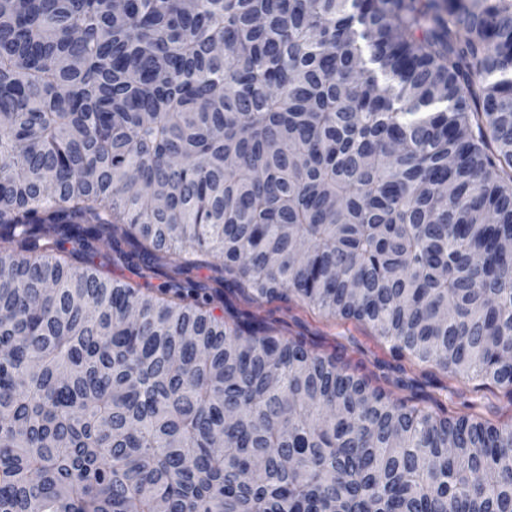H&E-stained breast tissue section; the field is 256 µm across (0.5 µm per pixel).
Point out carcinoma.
<instances>
[{
    "mask_svg": "<svg viewBox=\"0 0 512 512\" xmlns=\"http://www.w3.org/2000/svg\"><path fill=\"white\" fill-rule=\"evenodd\" d=\"M510 240L512 0H0V512H512V424L197 280L512 395ZM229 314L264 323L281 336H302L319 352L341 353L351 372L391 391L395 398L412 400L413 404L438 414L447 410L450 415H466L495 425L512 422V400L504 389L478 386L481 383L478 380L448 373L434 365L396 360L374 330L361 322L324 315L294 297L253 301L239 291L224 290V316ZM389 365L402 366L404 372L397 373ZM385 375L390 380L403 377L411 386L396 388L387 382Z\"/></svg>",
    "mask_w": 512,
    "mask_h": 512,
    "instance_id": "obj_1",
    "label": "carcinoma"
}]
</instances>
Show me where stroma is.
Returning a JSON list of instances; mask_svg holds the SVG:
<instances>
[{
    "label": "stroma",
    "instance_id": "1",
    "mask_svg": "<svg viewBox=\"0 0 512 512\" xmlns=\"http://www.w3.org/2000/svg\"><path fill=\"white\" fill-rule=\"evenodd\" d=\"M224 312L264 323L288 338L304 337L317 351L339 352L351 372L368 378L376 386H386L390 366L398 363L370 326L324 315L295 298L254 301L228 290L224 293ZM398 364L410 386L393 389L394 397L412 400L437 413L445 410L454 416L466 415L495 425L512 422V397L504 389L481 386L464 375L410 359Z\"/></svg>",
    "mask_w": 512,
    "mask_h": 512
}]
</instances>
